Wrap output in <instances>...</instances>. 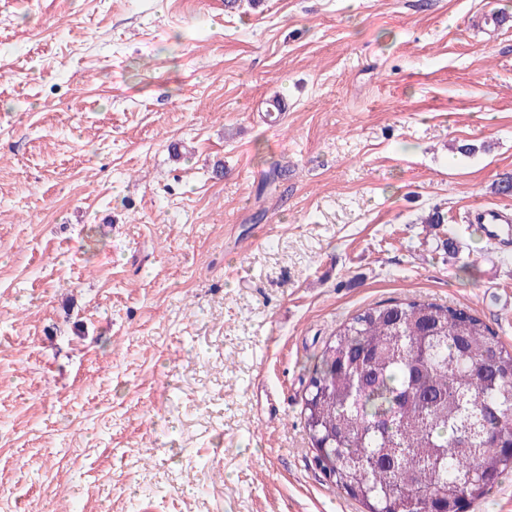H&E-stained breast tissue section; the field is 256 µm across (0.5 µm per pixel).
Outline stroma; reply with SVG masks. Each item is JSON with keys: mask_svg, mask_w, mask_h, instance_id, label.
Wrapping results in <instances>:
<instances>
[{"mask_svg": "<svg viewBox=\"0 0 512 512\" xmlns=\"http://www.w3.org/2000/svg\"><path fill=\"white\" fill-rule=\"evenodd\" d=\"M0 46V512H362L301 415L336 327L512 345L466 221L512 214V0H0Z\"/></svg>", "mask_w": 512, "mask_h": 512, "instance_id": "obj_1", "label": "stroma"}]
</instances>
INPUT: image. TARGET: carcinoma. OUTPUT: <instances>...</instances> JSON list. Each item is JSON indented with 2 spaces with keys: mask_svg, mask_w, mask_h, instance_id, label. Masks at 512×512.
Returning a JSON list of instances; mask_svg holds the SVG:
<instances>
[{
  "mask_svg": "<svg viewBox=\"0 0 512 512\" xmlns=\"http://www.w3.org/2000/svg\"><path fill=\"white\" fill-rule=\"evenodd\" d=\"M302 414L366 512H464L512 471V348L466 308L377 303L323 343Z\"/></svg>",
  "mask_w": 512,
  "mask_h": 512,
  "instance_id": "carcinoma-1",
  "label": "carcinoma"
}]
</instances>
